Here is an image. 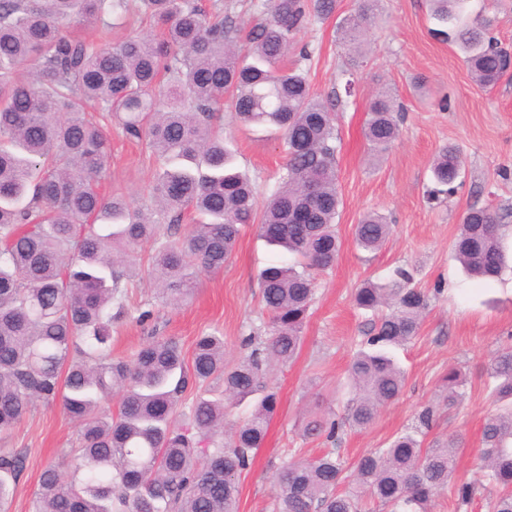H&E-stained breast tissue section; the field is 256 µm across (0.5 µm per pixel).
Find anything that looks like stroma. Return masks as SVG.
I'll return each instance as SVG.
<instances>
[{
    "label": "stroma",
    "mask_w": 512,
    "mask_h": 512,
    "mask_svg": "<svg viewBox=\"0 0 512 512\" xmlns=\"http://www.w3.org/2000/svg\"><path fill=\"white\" fill-rule=\"evenodd\" d=\"M359 0H337L334 18L312 20L296 37L297 47L311 53L305 67L311 91L336 99L338 187L342 198L337 229L341 248L334 265L317 275L316 292L295 360L274 371L270 383L278 406L267 437L239 476L238 512H271L274 477L289 449L314 456L322 439L303 438L309 412H342L352 398L347 368L369 314L352 302L363 281L383 280L394 269L408 268L419 288L430 292L429 309L418 336L395 356L406 374L397 399L386 404L363 429L345 428L338 446L347 461L385 447L410 426L427 405L438 419L424 443L451 436L462 439L455 480L480 479V435L492 410L482 367L496 350L512 345V268L495 281L468 277L456 260L453 243L468 208L487 206L512 211V73L491 89L471 79L455 44L434 34L427 0H378L371 46L361 57L348 54L339 41L336 20L354 13ZM355 74V90L345 96L343 70ZM395 94L404 108L401 131L382 159L369 155L363 135L370 102L379 89ZM224 136L236 154L238 169L255 183L266 201L285 172L286 153L280 132L272 127H240L231 106H224ZM446 146L459 150L463 165L450 194L431 200V165ZM160 167L144 145L112 129V158L100 189L122 193L135 204L149 198ZM369 211L384 214L391 234L376 253L358 249L354 229ZM150 246L135 255L128 280L129 318L112 329V354L128 357L156 334L175 337L191 352L201 333L224 334V356L236 361L242 336L265 329L268 315L261 303L257 274L277 262L278 253L246 225L223 271L201 275L194 295L173 308L161 303L150 271ZM152 308L141 324L132 314ZM457 368L466 377L454 406L443 400L444 376ZM76 426L60 404L36 403L21 425L0 439V448L20 453L25 468L9 500V512H32L45 467L62 461L71 449Z\"/></svg>",
    "instance_id": "stroma-1"
}]
</instances>
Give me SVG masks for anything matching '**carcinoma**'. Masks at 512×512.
Returning <instances> with one entry per match:
<instances>
[{"instance_id":"obj_1","label":"carcinoma","mask_w":512,"mask_h":512,"mask_svg":"<svg viewBox=\"0 0 512 512\" xmlns=\"http://www.w3.org/2000/svg\"><path fill=\"white\" fill-rule=\"evenodd\" d=\"M162 26L161 39L128 37L107 43L112 21L138 10ZM447 25L437 34L460 47L476 83L493 87L509 49L467 24V0H428ZM264 17L246 44L232 33L223 0H0V434L37 402H60L77 425V447L42 472L34 512H237L238 477L261 447L276 412L267 382L274 366L296 357L315 292L316 272L331 267L339 249L335 104L314 97L307 71L282 64L296 34L311 20L336 12V0H262ZM376 0H361L337 26L350 52L361 54ZM96 25L98 42L71 35ZM28 65L32 78L16 68ZM166 92L156 96L160 77ZM230 99L242 126H270L288 156L280 185L258 207L256 186L234 164L220 125ZM402 105L390 91L371 101L363 129L371 151L384 153L399 135ZM145 140L163 163L152 187L155 207L122 195H101L111 156L107 126ZM453 147L433 161L438 189L452 193L461 168ZM199 219L180 238L185 213ZM505 216L471 207L462 218L455 257L470 275L495 278L507 262ZM259 223L268 245L298 257L272 263L259 275L268 312L266 336L243 339L250 352L232 365L224 336L205 332L191 358L171 337H157L131 359L112 356V325L127 314V270L149 244L159 295L180 305L203 273L218 272L233 255L242 229ZM390 225L378 212L356 225L358 246L380 249ZM353 301L376 318L353 356L355 391L346 422L365 428L405 383L393 351L418 333L429 295L398 267L385 282L367 281ZM499 405L482 428L481 481L487 512H512V346L484 367ZM447 404L464 385L451 368ZM197 389L181 415L183 395ZM121 392L118 410L106 407ZM247 399L251 413L224 430L228 408ZM436 411L384 448L349 465L332 447L289 461L275 478V512H362L373 499L388 512H427L448 488L462 441L424 447ZM343 422L313 415L305 437L334 444ZM22 459L0 454V512H7ZM476 488L454 486L457 512Z\"/></svg>"}]
</instances>
